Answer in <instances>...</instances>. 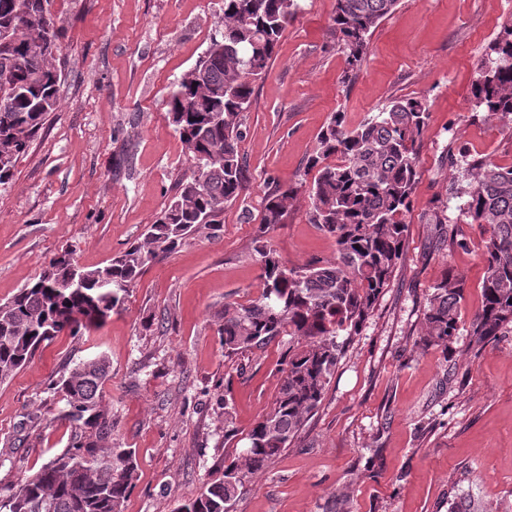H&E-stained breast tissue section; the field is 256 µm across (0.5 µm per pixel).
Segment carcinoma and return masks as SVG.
<instances>
[{
	"label": "carcinoma",
	"mask_w": 512,
	"mask_h": 512,
	"mask_svg": "<svg viewBox=\"0 0 512 512\" xmlns=\"http://www.w3.org/2000/svg\"><path fill=\"white\" fill-rule=\"evenodd\" d=\"M399 0H336L333 29L351 70L366 59L378 24ZM50 0H0V184L14 176L17 157L55 111L60 90L55 54L59 19ZM300 0H224L223 34L210 43L166 101L167 117L191 160L162 214L148 225L144 243L107 265L78 266L69 253L55 258L39 278L0 303V383L23 368L37 348L68 329L103 323L121 307L132 284L161 254L185 238L221 223L224 207L240 199L247 176L241 143L243 114L253 84L276 57ZM473 106L512 121V22L504 25L479 64ZM428 112L418 98L396 99L350 129L342 112L331 115L307 162L309 184L283 185L268 194L261 223L283 222L299 193L308 220L336 241V257L290 267L271 248L259 251L260 295L246 306L217 314L224 356L266 347L290 336L283 378L272 410L248 432L242 459L224 463L176 512H227L247 479L266 468L302 432L321 404L343 343L361 323L401 259L419 168L418 143ZM338 161L331 163L329 159ZM465 166L467 183L455 188L459 216L485 224L483 302L471 322L470 345L482 347L512 329V164L448 151V167ZM463 280L445 276L424 312L423 345L448 347L458 335L456 309ZM104 356L83 360L52 384L66 400L63 419L70 447L8 494L0 512H123L138 480L135 451L111 442L112 417L102 404L108 376Z\"/></svg>",
	"instance_id": "cac0c4a2"
}]
</instances>
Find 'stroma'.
I'll use <instances>...</instances> for the list:
<instances>
[{"label":"stroma","mask_w":512,"mask_h":512,"mask_svg":"<svg viewBox=\"0 0 512 512\" xmlns=\"http://www.w3.org/2000/svg\"><path fill=\"white\" fill-rule=\"evenodd\" d=\"M243 117L248 188L200 231L160 256L121 309L79 335L62 332L0 383V489L63 452L71 429L53 380L106 356L103 404L112 439L136 451L125 512H172L243 455L273 407L287 337L225 357L217 313L261 290L258 247L299 266L336 255L297 197L283 223L261 229L277 186L312 181L307 160L332 113L357 127L390 101L429 112L406 246L374 310L353 336L317 411L282 455L254 475L228 512H450L465 498L512 512V332L468 345L482 302L486 226L434 224L464 185L449 149L512 162V127L474 108L478 61L512 0H399L374 30L354 79L336 46V0H302ZM62 52L59 107L0 185V303L61 253L104 266L141 242L193 163L165 102L221 25L224 0H53ZM463 239L445 246L448 235ZM462 277L450 350L421 348L423 314L444 274ZM232 416L237 435L224 437Z\"/></svg>","instance_id":"35a3bbf8"}]
</instances>
